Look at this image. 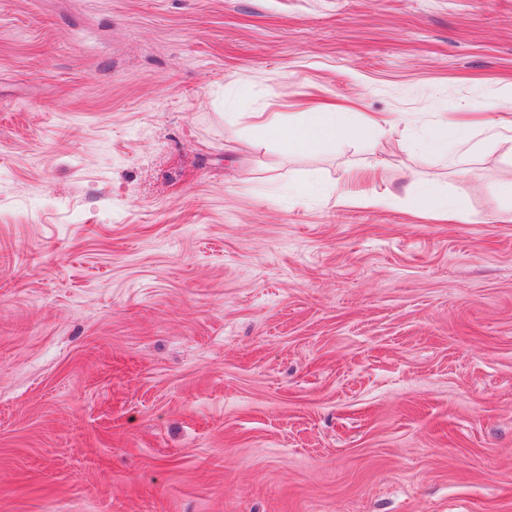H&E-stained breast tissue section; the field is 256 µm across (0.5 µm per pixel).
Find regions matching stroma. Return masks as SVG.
Segmentation results:
<instances>
[{
  "label": "stroma",
  "instance_id": "stroma-1",
  "mask_svg": "<svg viewBox=\"0 0 512 512\" xmlns=\"http://www.w3.org/2000/svg\"><path fill=\"white\" fill-rule=\"evenodd\" d=\"M510 112L512 0H0V512H512ZM255 128L275 139L288 154H315L338 140L379 138L390 125L387 116L361 117L336 105H309L306 112H255ZM296 114V115H290ZM445 130H448V113L444 112L436 129L421 145L424 154L446 155L452 160L463 162L479 149V144L468 135H461L448 143V138L444 136ZM384 194L391 193L387 189L384 192H379L375 187L361 193H354L349 189L341 188L338 191L336 202L346 204L353 201H365L370 204H380L385 201V197L382 196ZM412 198L411 209L416 214H429L450 222L464 219V215L461 212L454 207L448 206V200L440 194L436 187H429Z\"/></svg>",
  "mask_w": 512,
  "mask_h": 512
}]
</instances>
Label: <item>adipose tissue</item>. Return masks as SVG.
<instances>
[{"mask_svg":"<svg viewBox=\"0 0 512 512\" xmlns=\"http://www.w3.org/2000/svg\"><path fill=\"white\" fill-rule=\"evenodd\" d=\"M256 118V129L275 139L290 154H315L346 138L374 140L390 123L385 116L363 117L334 105H312L293 115L260 112ZM447 128V118H440L436 129L421 145L423 153L446 155L462 162L478 150V143L469 136L447 139Z\"/></svg>","mask_w":512,"mask_h":512,"instance_id":"1","label":"adipose tissue"}]
</instances>
